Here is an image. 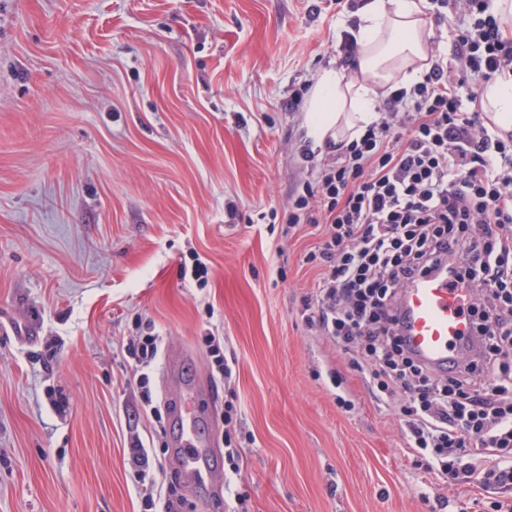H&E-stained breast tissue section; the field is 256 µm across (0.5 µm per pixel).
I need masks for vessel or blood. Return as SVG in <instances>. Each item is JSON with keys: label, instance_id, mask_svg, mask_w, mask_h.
I'll return each instance as SVG.
<instances>
[{"label": "vessel or blood", "instance_id": "obj_1", "mask_svg": "<svg viewBox=\"0 0 512 512\" xmlns=\"http://www.w3.org/2000/svg\"><path fill=\"white\" fill-rule=\"evenodd\" d=\"M403 334L411 353L423 364L438 369L452 365L462 349L477 341L476 330L467 316L466 291L454 287L446 271L438 270L415 278L401 302ZM182 358L167 359V382L175 417H182L187 399L202 402L199 386L184 381Z\"/></svg>", "mask_w": 512, "mask_h": 512}]
</instances>
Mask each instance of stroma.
Returning a JSON list of instances; mask_svg holds the SVG:
<instances>
[{
	"mask_svg": "<svg viewBox=\"0 0 512 512\" xmlns=\"http://www.w3.org/2000/svg\"><path fill=\"white\" fill-rule=\"evenodd\" d=\"M347 0H0V512H145L133 438L183 512H492L512 489L448 485L408 448L370 367L310 330V224L288 203L326 147L318 76ZM208 267L199 285L184 274ZM208 386L218 477L188 479L146 413L127 337ZM238 365L213 378L203 342ZM247 443L225 456L224 411ZM130 447L129 453L136 482L144 485L148 481L153 485L154 470L161 466L158 455L151 448H145L143 442L137 437L132 441Z\"/></svg>",
	"mask_w": 512,
	"mask_h": 512,
	"instance_id": "35a3bbf8",
	"label": "stroma"
}]
</instances>
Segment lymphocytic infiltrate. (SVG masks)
I'll list each match as a JSON object with an SVG mask.
<instances>
[{
  "label": "lymphocytic infiltrate",
  "mask_w": 512,
  "mask_h": 512,
  "mask_svg": "<svg viewBox=\"0 0 512 512\" xmlns=\"http://www.w3.org/2000/svg\"><path fill=\"white\" fill-rule=\"evenodd\" d=\"M494 2L431 0L463 19L452 56L432 54L288 205L289 224L323 221L306 256L320 269L309 325L378 366L387 398L408 396L409 446L430 469L488 489L512 485V135L475 109L512 73ZM441 268L467 289L481 342L437 373L408 353L399 311L413 279Z\"/></svg>",
  "instance_id": "lymphocytic-infiltrate-1"
}]
</instances>
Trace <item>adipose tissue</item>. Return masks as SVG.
<instances>
[{
	"instance_id": "ef3b65f1",
	"label": "adipose tissue",
	"mask_w": 512,
	"mask_h": 512,
	"mask_svg": "<svg viewBox=\"0 0 512 512\" xmlns=\"http://www.w3.org/2000/svg\"><path fill=\"white\" fill-rule=\"evenodd\" d=\"M351 32L357 43L354 74L325 71L307 108L316 141L343 144L359 138L375 119L382 90L410 85L429 61L431 31L421 0H366ZM482 109L501 134L512 132V77L486 86Z\"/></svg>"
}]
</instances>
